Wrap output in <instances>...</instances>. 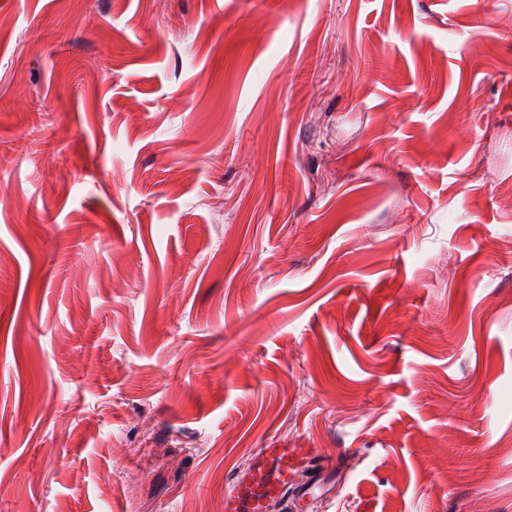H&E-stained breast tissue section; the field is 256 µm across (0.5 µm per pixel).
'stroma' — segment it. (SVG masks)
<instances>
[{"label": "stroma", "instance_id": "obj_1", "mask_svg": "<svg viewBox=\"0 0 512 512\" xmlns=\"http://www.w3.org/2000/svg\"><path fill=\"white\" fill-rule=\"evenodd\" d=\"M512 512V0H0V512ZM308 448H263L247 481H235L224 496L226 512H264L267 503L292 494L295 510L302 511L312 498L311 469L304 463Z\"/></svg>", "mask_w": 512, "mask_h": 512}]
</instances>
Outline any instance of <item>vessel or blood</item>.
<instances>
[{"mask_svg":"<svg viewBox=\"0 0 512 512\" xmlns=\"http://www.w3.org/2000/svg\"><path fill=\"white\" fill-rule=\"evenodd\" d=\"M306 448H265L249 479L233 482L224 496L225 512H265L267 503L292 494L297 512H305L313 494Z\"/></svg>","mask_w":512,"mask_h":512,"instance_id":"b4317fda","label":"vessel or blood"}]
</instances>
